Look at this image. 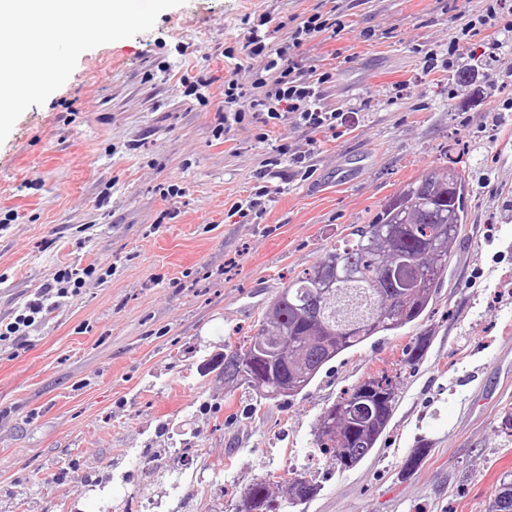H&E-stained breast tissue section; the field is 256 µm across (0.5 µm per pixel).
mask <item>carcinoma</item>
Listing matches in <instances>:
<instances>
[{"mask_svg":"<svg viewBox=\"0 0 512 512\" xmlns=\"http://www.w3.org/2000/svg\"><path fill=\"white\" fill-rule=\"evenodd\" d=\"M470 195L465 170L430 169L403 185L365 224L311 268L288 280L271 304L258 335L278 345L270 355L245 336L225 345L209 366L264 400L306 388L326 364L380 333L425 317L448 268V247L467 223ZM429 337L405 348L404 363L423 358ZM396 378L385 373L358 383L325 412L316 446L352 468L376 448L392 418ZM369 404L370 416L355 412ZM318 486L304 474L288 481L291 505L313 498ZM239 512H277L270 481L259 479L240 493ZM488 512H512V474L501 478Z\"/></svg>","mask_w":512,"mask_h":512,"instance_id":"carcinoma-1","label":"carcinoma"}]
</instances>
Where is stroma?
<instances>
[{"label": "stroma", "mask_w": 512, "mask_h": 512, "mask_svg": "<svg viewBox=\"0 0 512 512\" xmlns=\"http://www.w3.org/2000/svg\"><path fill=\"white\" fill-rule=\"evenodd\" d=\"M485 0H186L151 30L82 53L66 83L0 144V321L65 266H95L20 341L0 342V512H236L264 478L280 512H488L512 472V53L477 83L460 15ZM320 11L340 37L294 52L329 73L333 127L295 113L222 121L224 84L267 18L278 49ZM235 52L224 56L225 49ZM207 80L201 95L189 88ZM304 152L266 163L280 145ZM461 163L468 220L423 320L328 363L302 392L262 400L208 359L256 333L289 278L410 179ZM265 196H258L260 187ZM248 214L236 207L249 200ZM429 335L422 360L405 347ZM397 375L385 434L358 466L316 454L319 416L379 371ZM427 451L402 474L418 446ZM318 486L293 506L297 473Z\"/></svg>", "instance_id": "obj_1"}]
</instances>
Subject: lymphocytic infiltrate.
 Masks as SVG:
<instances>
[{"label":"lymphocytic infiltrate","mask_w":512,"mask_h":512,"mask_svg":"<svg viewBox=\"0 0 512 512\" xmlns=\"http://www.w3.org/2000/svg\"><path fill=\"white\" fill-rule=\"evenodd\" d=\"M340 23L314 13L299 18L288 31L281 47L274 53H266L268 33L259 27H251L243 46L247 56H265V72L269 80L257 79L251 89H244L237 80H229L224 88V101L229 105L243 104L247 111L259 116L262 122L281 119L284 113H298L311 127L319 128L336 120L337 115L325 111L321 105V87L328 82V74L322 73L315 79L304 78L302 69L292 56L294 48L303 41L321 35L336 38L340 35ZM92 268H63L52 283L44 285L24 309L6 324L0 337L23 338L29 328L41 319L44 312L58 306L67 298L76 295L86 276L92 275Z\"/></svg>","instance_id":"1"}]
</instances>
